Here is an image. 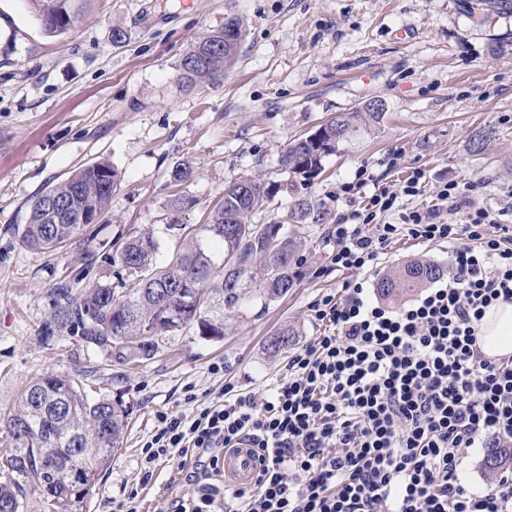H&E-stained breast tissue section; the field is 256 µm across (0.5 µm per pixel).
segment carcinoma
<instances>
[{"instance_id":"obj_1","label":"carcinoma","mask_w":512,"mask_h":512,"mask_svg":"<svg viewBox=\"0 0 512 512\" xmlns=\"http://www.w3.org/2000/svg\"><path fill=\"white\" fill-rule=\"evenodd\" d=\"M89 0H29L43 30L59 36L71 31ZM460 10L512 13V0H457ZM243 21L230 16L224 26L197 38L182 54L178 71L192 87L223 76L236 58L224 38L241 41ZM384 113L368 104L353 112H337L324 119L312 134L288 144L281 165L307 179L318 175L324 160L360 126H375ZM496 131L483 129L471 138L472 155L483 154ZM194 170L187 162L174 165L171 182L180 186ZM118 172L107 162H94L57 182L30 204L28 222L14 229L19 243L42 252L62 248L81 237L94 241L96 223L107 213ZM274 181L239 178L224 188V199L203 225L206 242L176 251L165 266L157 264L159 243L150 230H132L115 241H101L94 251L76 256V268L50 290L49 336L90 349L108 364L143 363L153 359L167 337L194 327L204 339L224 336V311L239 309L252 293L245 284L261 276V297L286 295L301 276L302 226L319 224L325 212L306 197L288 206V223L252 224L249 216L279 193ZM227 258L216 268L212 246ZM113 268L111 277L101 267ZM443 270L428 261L414 260L399 271L382 276L380 295L391 298L420 288ZM91 375L41 373L35 375L14 411L0 419L10 447L0 449V512H21L16 479L37 488L52 512H85L86 496L112 460L120 444L130 407L122 398L93 395L82 383ZM91 452L75 458L74 449ZM512 464V444L489 449L484 468L493 475Z\"/></svg>"}]
</instances>
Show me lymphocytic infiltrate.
Returning a JSON list of instances; mask_svg holds the SVG:
<instances>
[{"mask_svg": "<svg viewBox=\"0 0 512 512\" xmlns=\"http://www.w3.org/2000/svg\"><path fill=\"white\" fill-rule=\"evenodd\" d=\"M424 174L400 191L375 186L330 235L337 269L361 270L399 231L453 244L450 279L390 309L362 283L323 295L312 317L325 331L297 348L262 396L227 385L191 415L156 411L141 445V480L177 460L196 485L171 512H512V472L471 489L459 476L466 449L512 442V357L476 345L493 302L512 301V226L477 206V183L441 182L430 206L403 212ZM463 212L460 224L448 216ZM398 213V223L382 222ZM253 448L248 488L224 482V452Z\"/></svg>", "mask_w": 512, "mask_h": 512, "instance_id": "lymphocytic-infiltrate-1", "label": "lymphocytic infiltrate"}]
</instances>
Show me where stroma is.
I'll return each mask as SVG.
<instances>
[{
	"mask_svg": "<svg viewBox=\"0 0 512 512\" xmlns=\"http://www.w3.org/2000/svg\"><path fill=\"white\" fill-rule=\"evenodd\" d=\"M231 15L244 24L234 63L218 80L184 87L183 52ZM116 28L124 43H113ZM497 39L512 41V15L474 19L456 0H91L75 28L58 37L43 31L27 0H0V414L34 375L73 371L87 356L43 333L49 290L74 265V250L35 252L10 232L27 222L32 198L50 184L108 161L120 180L100 239L151 228L163 261L179 245L181 225L205 224L225 186L241 177L281 185L252 223L284 220L296 196L327 211L326 223L305 234L303 274L288 295L257 297L228 314L222 338L189 328L143 365L98 366L92 390L122 396L131 415L88 512H112L113 502L130 496L138 512H167L173 498L194 493L177 480L174 460L140 483L141 444L154 414L184 413L186 388L201 403L228 383L260 393L286 370L287 354L268 347L275 334L296 329L300 345L322 334L310 311L322 295L347 281L374 288L416 258L449 265L451 243L402 235L374 267L336 270L328 229L349 208L343 183L365 171L395 189L418 169L426 187L406 207H425L438 182L453 178L482 181L475 202L512 211V54L494 53ZM372 99L386 104L382 122L340 143L319 176L282 169L289 142ZM485 128L497 136L477 161L469 139ZM183 161L193 177L171 186L169 172ZM179 192L194 199L192 208H171ZM220 362L221 375L212 371Z\"/></svg>",
	"mask_w": 512,
	"mask_h": 512,
	"instance_id": "obj_1",
	"label": "stroma"
}]
</instances>
